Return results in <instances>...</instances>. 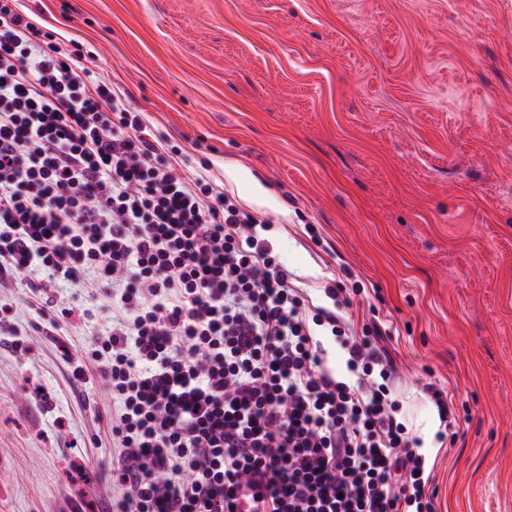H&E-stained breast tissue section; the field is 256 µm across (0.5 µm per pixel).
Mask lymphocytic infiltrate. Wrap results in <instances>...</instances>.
Returning <instances> with one entry per match:
<instances>
[{"mask_svg": "<svg viewBox=\"0 0 512 512\" xmlns=\"http://www.w3.org/2000/svg\"><path fill=\"white\" fill-rule=\"evenodd\" d=\"M33 31L0 0V284L43 271L42 312L50 282L95 285L113 512H235L244 492L253 512H435L380 326L344 315L342 281L314 304L264 220L176 176L84 55Z\"/></svg>", "mask_w": 512, "mask_h": 512, "instance_id": "lymphocytic-infiltrate-1", "label": "lymphocytic infiltrate"}]
</instances>
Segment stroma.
Segmentation results:
<instances>
[{"label": "stroma", "instance_id": "35a3bbf8", "mask_svg": "<svg viewBox=\"0 0 512 512\" xmlns=\"http://www.w3.org/2000/svg\"><path fill=\"white\" fill-rule=\"evenodd\" d=\"M79 43L179 174L269 223L274 253L315 303L349 268L345 309L376 321L400 416L434 464L436 512H512V0H18ZM317 225L314 245L306 225ZM0 287V512H107L102 379L74 378L100 318ZM459 425L433 441L423 391ZM426 390L430 395L440 422L439 430L436 432L435 438L438 442L443 444L447 439V429L451 426H455L457 423L458 416L456 414V405L445 391L437 388L434 384L428 383Z\"/></svg>", "mask_w": 512, "mask_h": 512}]
</instances>
